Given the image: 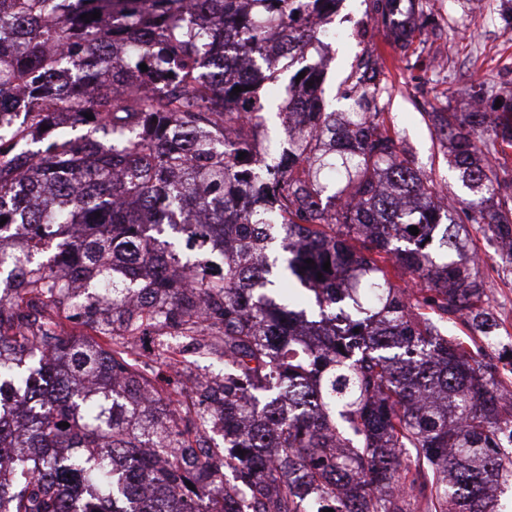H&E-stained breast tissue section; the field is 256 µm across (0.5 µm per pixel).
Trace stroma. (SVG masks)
Masks as SVG:
<instances>
[{
    "label": "stroma",
    "instance_id": "35a3bbf8",
    "mask_svg": "<svg viewBox=\"0 0 512 512\" xmlns=\"http://www.w3.org/2000/svg\"><path fill=\"white\" fill-rule=\"evenodd\" d=\"M343 30L322 60L326 98L344 111L351 87L346 77L368 54L382 55L380 104L416 166L457 202L470 199L457 170L448 165V143L434 115L470 110L475 95L486 107L512 104V0H431V21L421 41L401 50L393 32L374 19L370 0H343L333 21ZM441 57L434 66L433 57ZM466 245L486 260L484 288L501 336H512V265L502 263L475 225Z\"/></svg>",
    "mask_w": 512,
    "mask_h": 512
}]
</instances>
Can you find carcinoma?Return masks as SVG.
Returning a JSON list of instances; mask_svg holds the SVG:
<instances>
[{"label":"carcinoma","mask_w":512,"mask_h":512,"mask_svg":"<svg viewBox=\"0 0 512 512\" xmlns=\"http://www.w3.org/2000/svg\"><path fill=\"white\" fill-rule=\"evenodd\" d=\"M341 2L0 0V218L30 243L19 279L0 262L16 280L0 302V512H156V486L174 512H499L512 348L500 366L478 252L403 153L374 64L329 109L310 63L325 33L305 20ZM220 31L265 81L293 70L269 150L252 74L208 60ZM422 34L406 21L401 49ZM439 129L480 195L466 222L512 262V180L482 140L506 168L512 113L444 112ZM77 218L91 232L74 240L61 226ZM391 267L429 287L395 286ZM60 314L96 338L63 337ZM140 333L157 336L147 361ZM182 342L224 365L189 395L157 376L193 372Z\"/></svg>","instance_id":"obj_1"}]
</instances>
